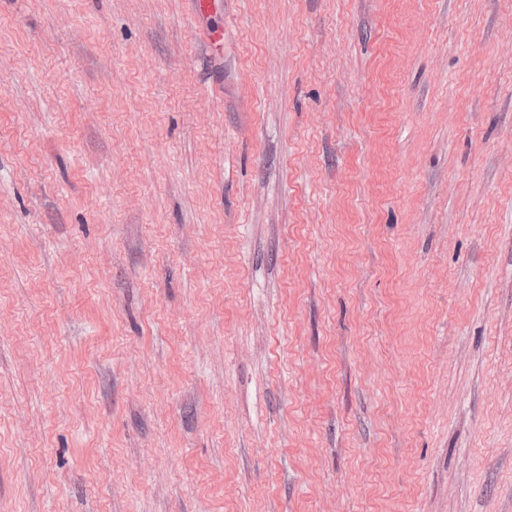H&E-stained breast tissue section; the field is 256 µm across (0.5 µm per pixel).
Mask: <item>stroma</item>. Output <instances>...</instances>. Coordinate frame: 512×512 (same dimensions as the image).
I'll list each match as a JSON object with an SVG mask.
<instances>
[{
	"label": "stroma",
	"mask_w": 512,
	"mask_h": 512,
	"mask_svg": "<svg viewBox=\"0 0 512 512\" xmlns=\"http://www.w3.org/2000/svg\"><path fill=\"white\" fill-rule=\"evenodd\" d=\"M0 512H512V0H0Z\"/></svg>",
	"instance_id": "1"
}]
</instances>
